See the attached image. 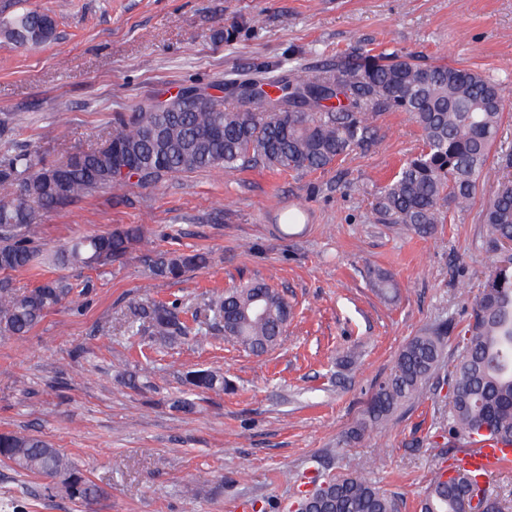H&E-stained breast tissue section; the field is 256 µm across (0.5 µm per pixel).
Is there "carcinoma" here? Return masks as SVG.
Masks as SVG:
<instances>
[{
    "label": "carcinoma",
    "mask_w": 512,
    "mask_h": 512,
    "mask_svg": "<svg viewBox=\"0 0 512 512\" xmlns=\"http://www.w3.org/2000/svg\"><path fill=\"white\" fill-rule=\"evenodd\" d=\"M55 19L24 10L0 25V44L41 46L54 40ZM258 111L224 106L205 108L169 97L170 107L147 102L121 119L103 145L69 155L62 164L44 165L27 148H0V335H27L45 314L73 290L61 277L20 292L5 273L25 269L38 258L31 229L41 211L129 182L117 177L114 147L134 157L137 184L154 185L168 177L212 168L225 172L263 165L280 171L325 170L342 156L368 146L372 122L383 111L405 112L421 131L423 147L403 163L383 187L375 219L401 224L424 237L451 219L452 211L471 208L481 183L495 187L482 205L486 250L495 256L483 290L462 328L463 351L448 373V442L472 445L484 439L512 448V150L497 151L504 118L502 85L491 77L445 62L426 63L408 55L338 57L334 63L280 78L261 77ZM53 177H48V174ZM140 245L149 271L175 281L204 267L207 254L160 250L145 238L141 225L87 236L53 256L59 266H106ZM372 284L383 294L396 284L379 270ZM213 320L244 351L262 356L280 345L292 306L264 282L228 288L209 302ZM185 310L176 302L141 300L129 308L127 332H149L160 345L189 335ZM456 325L444 321L423 329L400 349L394 365L367 402L351 430L355 438L388 421L406 403L420 399L442 356L445 337ZM185 384L193 390L228 391L230 383L210 369L190 370ZM0 462L34 476L64 473L69 496L95 501L102 489L53 445L34 433H0ZM479 480L459 470L457 478L431 481L419 502L420 512H463L468 487ZM301 503L309 512H399V503L357 475L328 477Z\"/></svg>",
    "instance_id": "cac0c4a2"
}]
</instances>
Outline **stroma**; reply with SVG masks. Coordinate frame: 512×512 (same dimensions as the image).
<instances>
[{"label": "stroma", "mask_w": 512, "mask_h": 512, "mask_svg": "<svg viewBox=\"0 0 512 512\" xmlns=\"http://www.w3.org/2000/svg\"><path fill=\"white\" fill-rule=\"evenodd\" d=\"M25 8L54 16L57 38L0 47V119L21 114L13 146L36 147L47 164L102 145L115 116L145 99L371 48L483 71L512 102V0H0V21ZM373 125L369 148L324 170L209 169L102 189L43 215V257L12 281L27 290L63 276L79 302L27 336H0V432L44 436L104 496L88 505L60 481L0 464V512H288L309 478L350 472L395 495L400 512H418L457 457L439 432L461 336L446 339L425 397L361 439L347 435L407 340L444 320L465 325L491 256L474 208L427 237L377 223L380 188L422 137L403 112ZM296 209L300 224L284 228ZM130 224L161 249L210 262L176 282L151 276L137 248L98 268L52 260ZM371 267L392 274L394 298L371 287ZM249 281L293 307L281 346L263 356L219 333L155 350L122 327L133 302L176 299L202 314L211 293ZM196 368L221 371L234 389L176 411ZM135 369L149 383L127 385Z\"/></svg>", "instance_id": "35a3bbf8"}]
</instances>
